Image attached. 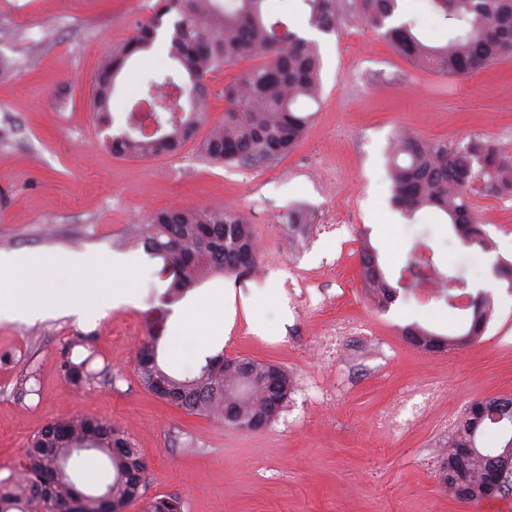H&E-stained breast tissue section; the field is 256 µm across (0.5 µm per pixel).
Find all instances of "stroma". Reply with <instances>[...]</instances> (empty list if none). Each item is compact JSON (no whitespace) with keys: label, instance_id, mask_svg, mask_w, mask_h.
Masks as SVG:
<instances>
[{"label":"stroma","instance_id":"1","mask_svg":"<svg viewBox=\"0 0 512 512\" xmlns=\"http://www.w3.org/2000/svg\"><path fill=\"white\" fill-rule=\"evenodd\" d=\"M155 0H0V254H83L89 277L49 268L51 287L92 289L113 256L136 255L128 274L133 303L113 307L93 293L79 312L0 321V478L24 461L28 441L48 422L92 415L120 427L145 463L140 499L175 495L183 512H484L449 497L441 480L446 444L467 404L512 395V288L493 266L512 261V200L480 190L471 200L492 248L465 247L437 210L407 220L391 204L389 147L402 130L427 140L494 139L512 154V58L466 78H444L399 56L373 29L350 24L315 33L322 95L295 150L273 164L242 167L202 159L195 143L146 159L113 155L95 124L91 88L98 61L124 46ZM172 66L164 42L132 59L112 98L114 132L148 82ZM229 205L250 221L260 244L257 271L215 276L167 305L162 261L126 243L155 211ZM301 212L293 231L290 211ZM370 239L390 282L408 252L430 246L438 264L490 293L494 312L477 341L429 353L403 336L417 323L461 333V311L426 291L397 297L380 311L360 282V247ZM305 281L316 309H295L288 290ZM280 294L258 302L272 334L237 314L228 357L272 361L293 375L291 401L269 427L245 432L189 414L143 385L136 354L157 337L161 364L192 376L204 357L173 359L170 343L185 305H204L200 332L217 321L225 286L243 295L266 285ZM334 329L340 353L316 355ZM89 341L76 345V337ZM88 361L99 377L79 389L60 371L63 353ZM28 391L19 394L17 384ZM436 387L428 415L396 432L377 427L383 409L406 390ZM69 472L86 492H104L107 458L83 453Z\"/></svg>","mask_w":512,"mask_h":512}]
</instances>
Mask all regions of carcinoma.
Returning a JSON list of instances; mask_svg holds the SVG:
<instances>
[{"instance_id":"obj_1","label":"carcinoma","mask_w":512,"mask_h":512,"mask_svg":"<svg viewBox=\"0 0 512 512\" xmlns=\"http://www.w3.org/2000/svg\"><path fill=\"white\" fill-rule=\"evenodd\" d=\"M268 0H158L152 16L124 46L105 55L94 84V117L114 123L110 111L116 81L137 54L148 52L158 38L168 43L174 66L151 80L131 112L141 113L132 132L111 136L112 154L122 158L169 156L197 142L200 156L212 163L258 167L291 153L312 118L305 102L320 98V55L316 43L299 34L290 19L273 14ZM310 28L331 33L359 21L382 32L397 54L415 66L444 77H466L512 56V0H429L451 25L446 41L425 44L416 23L400 17V0H299ZM247 62L224 84V120L198 137L207 121L210 91L204 78L214 71ZM392 207L411 220L427 208L443 212L468 247L489 248L487 235L472 209L470 192L479 183L495 195L512 194V155L482 136L463 146L446 140H424L401 132L390 152ZM135 243L162 259L168 281L163 294L173 302L184 292L217 274L250 272L259 261L252 225L233 207L200 206L155 212L138 226ZM361 282L367 298L384 310L398 290L387 279L378 252L365 238L360 251ZM404 270L412 282L436 275L434 298L451 309L471 312L468 329L445 337L419 325L403 328V336L419 349L437 352L473 341L490 320L491 296L467 291L468 281L440 267L434 255L413 247ZM144 386L162 401L189 414L207 415L240 431H254L259 420L269 426L290 401L294 380L283 366L249 357L208 358L198 375L177 378L158 360L157 340L137 352ZM85 362L63 354L65 379L81 388L89 382ZM496 406L512 417V397L483 398L464 410L448 438L443 484L466 503L503 497L502 487L489 480L496 457H512V432L504 431L486 407ZM497 433V446H480L481 436ZM100 451L112 467L107 499L84 493L67 471L82 453ZM27 465L0 479V512H122L141 496L144 463L130 437L111 423L79 415L48 423L32 438L25 452ZM145 512H182L176 495L155 497Z\"/></svg>"}]
</instances>
